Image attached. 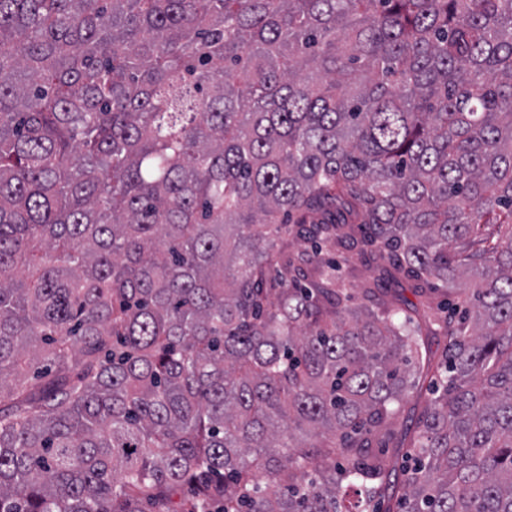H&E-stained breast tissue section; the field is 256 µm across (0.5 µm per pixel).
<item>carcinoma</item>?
<instances>
[{"label":"carcinoma","mask_w":512,"mask_h":512,"mask_svg":"<svg viewBox=\"0 0 512 512\" xmlns=\"http://www.w3.org/2000/svg\"><path fill=\"white\" fill-rule=\"evenodd\" d=\"M415 371L512 512V0H0V512H380ZM339 255L347 256L349 258V261L346 264L343 263V273L348 280L356 283L360 280L369 279L372 276V268L364 259L353 253L344 252L343 254L340 253L336 256L340 261H342V259Z\"/></svg>","instance_id":"1"}]
</instances>
